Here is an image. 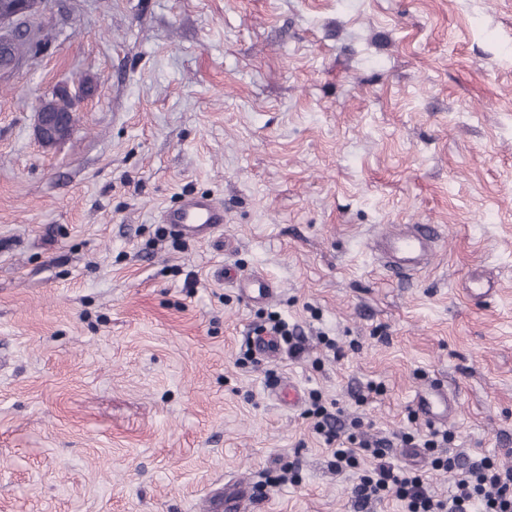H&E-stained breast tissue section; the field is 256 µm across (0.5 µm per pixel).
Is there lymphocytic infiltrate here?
<instances>
[{"label":"lymphocytic infiltrate","mask_w":512,"mask_h":512,"mask_svg":"<svg viewBox=\"0 0 512 512\" xmlns=\"http://www.w3.org/2000/svg\"><path fill=\"white\" fill-rule=\"evenodd\" d=\"M315 428L332 448L333 464L343 471L357 467L360 458L371 461L355 487L360 505H368L396 496L405 512H512V468L498 465L490 457H482L462 465L459 454L447 452L452 437L445 431H433L426 445L439 449L433 467L453 474V489L442 498L429 493L423 474L395 469L387 459V451L379 444L357 440L355 435H342L324 424L325 408L315 405Z\"/></svg>","instance_id":"lymphocytic-infiltrate-1"}]
</instances>
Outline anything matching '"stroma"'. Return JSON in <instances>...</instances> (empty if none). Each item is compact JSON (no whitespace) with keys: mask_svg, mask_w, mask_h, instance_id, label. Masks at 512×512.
<instances>
[{"mask_svg":"<svg viewBox=\"0 0 512 512\" xmlns=\"http://www.w3.org/2000/svg\"><path fill=\"white\" fill-rule=\"evenodd\" d=\"M49 27L0 76V512H207L228 482L249 512H403L358 507L307 410L444 497L403 452L434 383L462 463L512 467V0H56ZM82 83L42 146L40 98ZM200 195L213 238L161 223ZM405 224L437 245L397 277L372 245ZM273 315L298 357L247 355ZM36 135L43 146H54L62 141L66 133L64 129L71 128L74 122V113L47 112L40 103L36 107ZM70 117V120H69ZM245 291L247 297L254 302L268 301L276 293V288L266 278L260 275L244 277ZM457 409V401L448 387L437 384L426 394L419 393L415 400V411L429 425L445 424Z\"/></svg>","mask_w":512,"mask_h":512,"instance_id":"obj_1","label":"stroma"}]
</instances>
